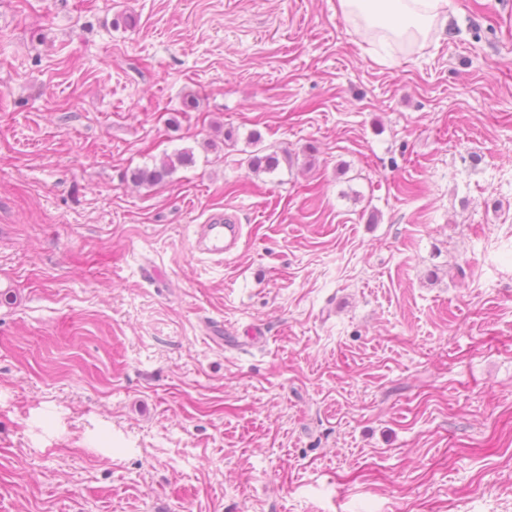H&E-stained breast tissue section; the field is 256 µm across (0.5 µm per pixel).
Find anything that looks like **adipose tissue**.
<instances>
[{"instance_id":"1","label":"adipose tissue","mask_w":512,"mask_h":512,"mask_svg":"<svg viewBox=\"0 0 512 512\" xmlns=\"http://www.w3.org/2000/svg\"><path fill=\"white\" fill-rule=\"evenodd\" d=\"M342 14L355 31L376 32L381 45L409 36L411 45L445 28L448 0H339Z\"/></svg>"}]
</instances>
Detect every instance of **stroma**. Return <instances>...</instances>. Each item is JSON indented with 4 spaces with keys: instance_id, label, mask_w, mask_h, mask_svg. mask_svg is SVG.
I'll return each instance as SVG.
<instances>
[{
    "instance_id": "obj_1",
    "label": "stroma",
    "mask_w": 512,
    "mask_h": 512,
    "mask_svg": "<svg viewBox=\"0 0 512 512\" xmlns=\"http://www.w3.org/2000/svg\"><path fill=\"white\" fill-rule=\"evenodd\" d=\"M0 512H512V0H0ZM339 6L355 31H376L383 50L391 43L404 46L397 38L407 34L409 47L423 44L448 22L447 0H339ZM173 166L165 161L160 166L153 168H140L133 173V180L138 184L156 185L172 172ZM214 224H202L195 241V249L212 256H223L237 244L241 236L239 224H222L223 219L212 221Z\"/></svg>"
}]
</instances>
